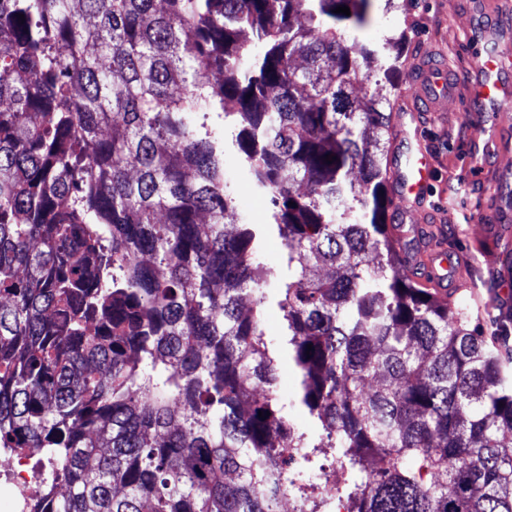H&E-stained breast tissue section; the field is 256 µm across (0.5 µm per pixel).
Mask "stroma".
Instances as JSON below:
<instances>
[{
    "instance_id": "obj_1",
    "label": "stroma",
    "mask_w": 512,
    "mask_h": 512,
    "mask_svg": "<svg viewBox=\"0 0 512 512\" xmlns=\"http://www.w3.org/2000/svg\"><path fill=\"white\" fill-rule=\"evenodd\" d=\"M487 0H404L398 11H385L381 0L372 9V23L364 34L378 43L397 32L406 35L402 77L398 90L381 84L378 95L399 103L415 74V64L426 55L449 65L460 86L458 99L445 112L418 115L421 140L430 154L433 185L428 202L440 218L434 227L438 242L457 252L463 284L455 300L461 303L469 324L480 325L485 336L512 337V305L506 279L512 276V239H492L487 227L495 217L512 215V148L491 153L484 161L487 182L472 180L467 151L479 133L472 113L469 89L477 73L468 44L478 42L512 54V15L501 17L486 8Z\"/></svg>"
}]
</instances>
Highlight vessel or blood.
<instances>
[{
	"instance_id": "obj_1",
	"label": "vessel or blood",
	"mask_w": 512,
	"mask_h": 512,
	"mask_svg": "<svg viewBox=\"0 0 512 512\" xmlns=\"http://www.w3.org/2000/svg\"><path fill=\"white\" fill-rule=\"evenodd\" d=\"M472 54L475 68L481 75L480 81L473 88L472 102L476 103L479 111L495 113L500 121H507V113L512 110V88L503 83L502 76L507 66L512 64V59L486 54L477 46L473 47ZM457 94L458 86L452 75L447 74L434 58L426 57L419 63L418 76L412 81L404 104L409 107L421 103L429 111L437 112L446 101L455 98ZM495 144V135L490 130L471 141V176L482 177V160ZM393 178L395 196L399 202L396 237L404 240L414 236L420 242L419 252H402L405 265L422 267L425 281L448 290L449 293H457L460 286L456 273L459 258L452 253L447 256V264H440V251L432 249L428 243L426 224L429 217L421 212L432 181L426 149L420 145L410 146L397 153L393 161ZM415 213L420 216L419 223L408 225V217Z\"/></svg>"
}]
</instances>
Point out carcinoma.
Instances as JSON below:
<instances>
[{"label":"carcinoma","instance_id":"carcinoma-1","mask_svg":"<svg viewBox=\"0 0 512 512\" xmlns=\"http://www.w3.org/2000/svg\"><path fill=\"white\" fill-rule=\"evenodd\" d=\"M371 2L0 0V451L47 463L29 512H334L321 448L350 512H512V346L402 269L367 93L402 37H349ZM230 153L263 224L228 221Z\"/></svg>","mask_w":512,"mask_h":512}]
</instances>
